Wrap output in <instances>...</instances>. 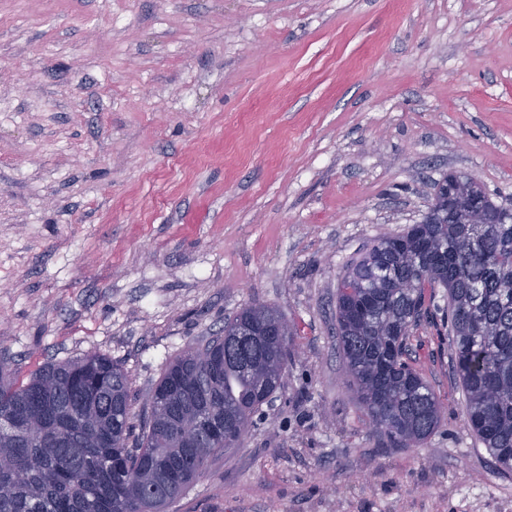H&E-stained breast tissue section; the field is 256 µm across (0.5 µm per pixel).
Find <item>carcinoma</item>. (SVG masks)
<instances>
[{
    "mask_svg": "<svg viewBox=\"0 0 512 512\" xmlns=\"http://www.w3.org/2000/svg\"><path fill=\"white\" fill-rule=\"evenodd\" d=\"M491 224L426 215L374 244L337 287L336 326L361 406L387 442L409 447L439 426L435 394L413 365L408 339L428 288L446 290L454 372L470 429L512 472V212L481 198ZM277 315L252 304L224 335L191 348L151 392L150 415L132 435L124 370L105 354L45 363L18 383L0 364V512H163L234 447L280 385L294 333L254 340Z\"/></svg>",
    "mask_w": 512,
    "mask_h": 512,
    "instance_id": "1",
    "label": "carcinoma"
}]
</instances>
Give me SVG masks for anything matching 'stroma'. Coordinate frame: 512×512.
Listing matches in <instances>:
<instances>
[{"mask_svg": "<svg viewBox=\"0 0 512 512\" xmlns=\"http://www.w3.org/2000/svg\"><path fill=\"white\" fill-rule=\"evenodd\" d=\"M472 175L512 209V0H0V362L100 352L141 434L171 361L250 303L283 386L166 512H512L444 328L408 344L440 424L380 439L337 286Z\"/></svg>", "mask_w": 512, "mask_h": 512, "instance_id": "1", "label": "stroma"}]
</instances>
